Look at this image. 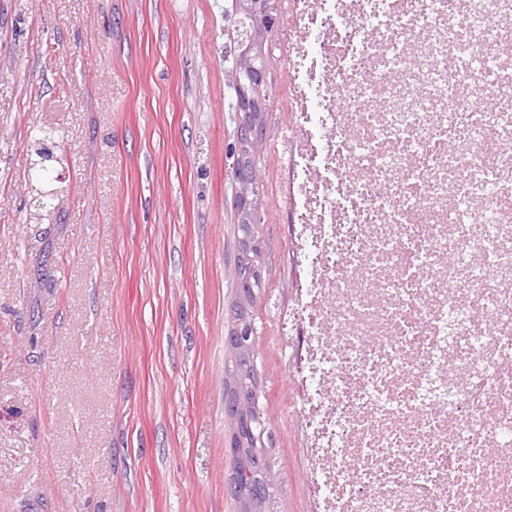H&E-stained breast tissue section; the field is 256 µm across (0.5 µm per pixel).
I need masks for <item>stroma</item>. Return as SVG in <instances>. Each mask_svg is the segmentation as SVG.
Returning <instances> with one entry per match:
<instances>
[{
  "label": "stroma",
  "instance_id": "obj_1",
  "mask_svg": "<svg viewBox=\"0 0 512 512\" xmlns=\"http://www.w3.org/2000/svg\"><path fill=\"white\" fill-rule=\"evenodd\" d=\"M230 0H0V512H237L224 338L237 293ZM266 43L253 313L278 512L310 465L274 311L294 302L283 171L291 119L275 0ZM65 180L50 216L38 130Z\"/></svg>",
  "mask_w": 512,
  "mask_h": 512
}]
</instances>
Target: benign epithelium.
<instances>
[{
  "label": "benign epithelium",
  "instance_id": "obj_1",
  "mask_svg": "<svg viewBox=\"0 0 512 512\" xmlns=\"http://www.w3.org/2000/svg\"><path fill=\"white\" fill-rule=\"evenodd\" d=\"M232 6L243 24L247 25L238 39L239 52L228 69L239 116L233 167L237 168L238 265L244 288L238 294L232 327L224 341L233 354L235 368L242 370L255 364L258 332L252 305L265 288L262 240L259 236L262 220L255 197L261 174L258 166L249 164V160L257 146V116L263 108L266 86L265 68L254 66L253 59L262 54L272 31L273 3L272 0H232ZM224 409L230 425L228 451L231 457H265L269 431L259 406L257 389L233 380L225 388ZM253 480L251 472L243 473L236 469L229 484V488L237 492L243 512H259V506L250 493Z\"/></svg>",
  "mask_w": 512,
  "mask_h": 512
}]
</instances>
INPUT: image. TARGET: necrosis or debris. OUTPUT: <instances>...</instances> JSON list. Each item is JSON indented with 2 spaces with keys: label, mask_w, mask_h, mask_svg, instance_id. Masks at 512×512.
<instances>
[{
  "label": "necrosis or debris",
  "mask_w": 512,
  "mask_h": 512,
  "mask_svg": "<svg viewBox=\"0 0 512 512\" xmlns=\"http://www.w3.org/2000/svg\"><path fill=\"white\" fill-rule=\"evenodd\" d=\"M311 512H512V0H288Z\"/></svg>",
  "instance_id": "necrosis-or-debris-1"
}]
</instances>
